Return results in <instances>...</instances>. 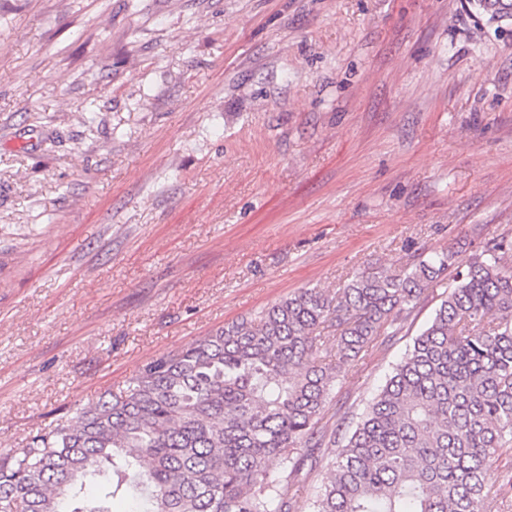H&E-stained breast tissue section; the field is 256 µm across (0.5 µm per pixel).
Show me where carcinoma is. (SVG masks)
Segmentation results:
<instances>
[{
    "mask_svg": "<svg viewBox=\"0 0 512 512\" xmlns=\"http://www.w3.org/2000/svg\"><path fill=\"white\" fill-rule=\"evenodd\" d=\"M477 2L491 21L509 17L504 0ZM511 250L465 262L442 251L332 294L304 288L147 362L0 456V512H112L120 492L143 512H290L323 445L335 458L308 512H505L512 465L497 487L483 474L512 451ZM434 284L441 302L384 386L327 431L339 378Z\"/></svg>",
    "mask_w": 512,
    "mask_h": 512,
    "instance_id": "obj_1",
    "label": "carcinoma"
}]
</instances>
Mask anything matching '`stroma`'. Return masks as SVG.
I'll return each instance as SVG.
<instances>
[{
  "label": "stroma",
  "mask_w": 512,
  "mask_h": 512,
  "mask_svg": "<svg viewBox=\"0 0 512 512\" xmlns=\"http://www.w3.org/2000/svg\"><path fill=\"white\" fill-rule=\"evenodd\" d=\"M497 243L512 20L469 0H0V455L299 289ZM441 293L326 416L361 412Z\"/></svg>",
  "instance_id": "obj_1"
}]
</instances>
